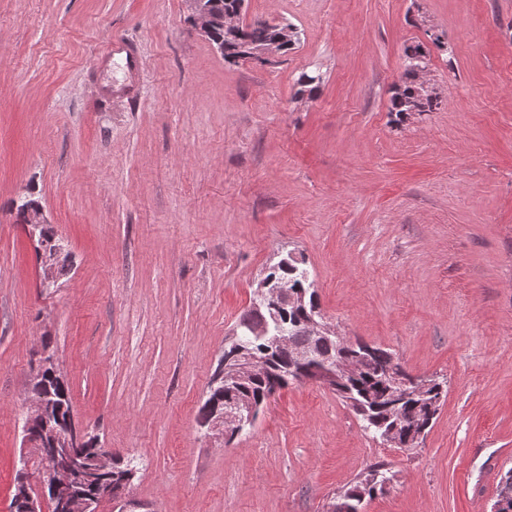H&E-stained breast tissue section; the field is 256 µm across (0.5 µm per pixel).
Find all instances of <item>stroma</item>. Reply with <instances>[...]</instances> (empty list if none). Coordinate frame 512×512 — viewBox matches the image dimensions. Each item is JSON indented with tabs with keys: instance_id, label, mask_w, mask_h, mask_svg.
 I'll list each match as a JSON object with an SVG mask.
<instances>
[{
	"instance_id": "35a3bbf8",
	"label": "stroma",
	"mask_w": 512,
	"mask_h": 512,
	"mask_svg": "<svg viewBox=\"0 0 512 512\" xmlns=\"http://www.w3.org/2000/svg\"><path fill=\"white\" fill-rule=\"evenodd\" d=\"M416 13L453 56L429 63L440 109L399 122ZM257 19L299 44L234 64L185 0H0V512L19 468L40 474L21 425L45 341L75 423L138 461L143 512H327L375 462L365 512H492L465 470L484 444L512 469V0H247ZM28 192L70 251L53 288ZM289 251L348 342L447 378L419 446L381 444L311 381L210 446L226 340Z\"/></svg>"
}]
</instances>
